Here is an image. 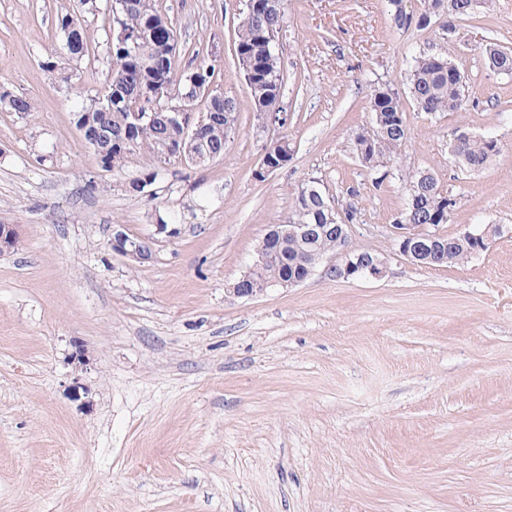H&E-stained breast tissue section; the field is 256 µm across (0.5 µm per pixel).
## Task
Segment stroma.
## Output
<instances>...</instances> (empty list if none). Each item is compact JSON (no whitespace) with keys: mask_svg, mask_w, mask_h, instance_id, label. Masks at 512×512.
Listing matches in <instances>:
<instances>
[{"mask_svg":"<svg viewBox=\"0 0 512 512\" xmlns=\"http://www.w3.org/2000/svg\"><path fill=\"white\" fill-rule=\"evenodd\" d=\"M182 62L223 46L216 90L238 103L223 157L103 170L74 123L109 69L110 0H0V512H512V74L482 50L512 52V0L421 29L389 0H287L275 49L288 163L256 180L266 136L233 50L239 0H157ZM81 13L89 55L57 58V19ZM445 52L464 75L461 113L419 112L411 58ZM401 96L408 136L381 187L351 142L375 88ZM499 140L492 165L455 162L457 130ZM457 201L440 230L497 224L490 247L455 266L400 255L390 225L412 171ZM338 207L360 191L354 235L384 253L382 279L315 272L294 288L237 298L268 225L302 184ZM175 225L153 259L113 252L112 227L138 237ZM84 348L85 363L73 361ZM86 391L88 407L71 396Z\"/></svg>","mask_w":512,"mask_h":512,"instance_id":"35a3bbf8","label":"stroma"}]
</instances>
